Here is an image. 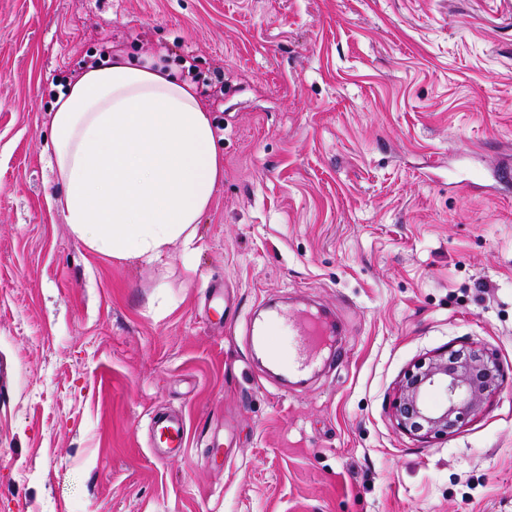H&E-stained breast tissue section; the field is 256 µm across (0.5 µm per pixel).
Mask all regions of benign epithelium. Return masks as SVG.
<instances>
[{
    "mask_svg": "<svg viewBox=\"0 0 512 512\" xmlns=\"http://www.w3.org/2000/svg\"><path fill=\"white\" fill-rule=\"evenodd\" d=\"M508 383L498 356L485 348L449 346L415 362L400 380L391 406L397 430L420 442L442 439L480 414ZM446 394L428 403L430 389Z\"/></svg>",
    "mask_w": 512,
    "mask_h": 512,
    "instance_id": "benign-epithelium-1",
    "label": "benign epithelium"
}]
</instances>
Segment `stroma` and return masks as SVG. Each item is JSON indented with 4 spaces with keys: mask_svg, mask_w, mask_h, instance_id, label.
Masks as SVG:
<instances>
[{
    "mask_svg": "<svg viewBox=\"0 0 512 512\" xmlns=\"http://www.w3.org/2000/svg\"><path fill=\"white\" fill-rule=\"evenodd\" d=\"M161 48L224 71L191 274L47 203L59 87ZM272 303L335 313L304 383L250 348ZM459 340L512 365V0H0V512H512V389L430 443L391 417ZM159 439L163 440L168 448H184L187 442L185 422L181 418L172 416H159L155 420Z\"/></svg>",
    "mask_w": 512,
    "mask_h": 512,
    "instance_id": "35a3bbf8",
    "label": "stroma"
}]
</instances>
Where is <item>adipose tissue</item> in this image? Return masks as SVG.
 I'll return each instance as SVG.
<instances>
[{
  "label": "adipose tissue",
  "mask_w": 512,
  "mask_h": 512,
  "mask_svg": "<svg viewBox=\"0 0 512 512\" xmlns=\"http://www.w3.org/2000/svg\"><path fill=\"white\" fill-rule=\"evenodd\" d=\"M55 201L93 252L159 263L180 247L193 271L197 226L224 176L215 129L162 54L88 65L52 106Z\"/></svg>",
  "instance_id": "obj_1"
}]
</instances>
